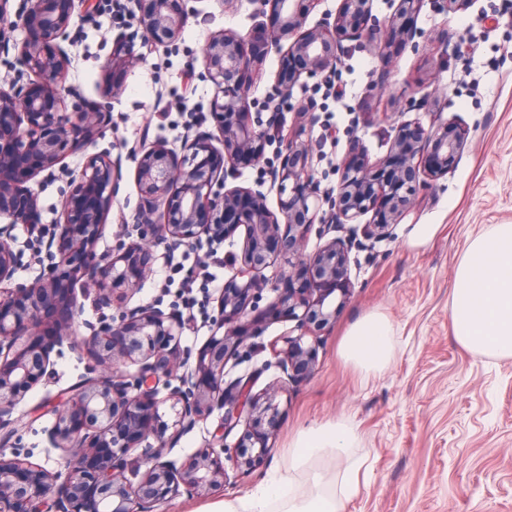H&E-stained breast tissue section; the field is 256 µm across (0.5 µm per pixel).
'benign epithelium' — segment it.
<instances>
[{"mask_svg": "<svg viewBox=\"0 0 512 512\" xmlns=\"http://www.w3.org/2000/svg\"><path fill=\"white\" fill-rule=\"evenodd\" d=\"M0 0V60L13 71L0 85V512H164L180 490L206 497L228 478L250 476L271 453L277 431L276 388L253 392V378L224 380L232 357L250 354L272 320L293 323L270 341L283 373L281 387L309 378L317 363V340L336 320L350 297L348 253L357 233L367 240L390 234L418 200L421 188L448 174L465 146L461 124L448 121L426 129L418 122L399 127L387 155L375 162L348 160L338 169L336 189L320 190L311 170L312 147L303 130H285L283 105L313 124L318 104H292L303 79L327 80L341 62L342 42L353 40L390 57L391 43L419 47L413 19L424 0H390L392 12L380 19L373 0H339L335 15L309 27L320 0H253L258 24L246 34L221 31L200 51V67L189 74L215 86L210 115L215 129H190L180 149L162 142L131 146L127 153H91L112 125L111 100L123 90L122 77L147 61L159 45H177L198 15L190 0H135L136 26L126 25L113 40L101 99L89 103L64 84L74 46L76 4L89 15L87 0ZM20 31L23 37L15 38ZM278 69L268 95V119L252 116V75L270 53ZM279 126L277 165L269 170L277 187L272 210L264 183L232 186L244 161L265 159L266 130ZM85 154L80 173L66 159ZM135 163L139 202L132 217L135 238L99 253L112 203L119 192L123 158ZM63 183L61 213L41 221L33 184ZM371 215L362 229L329 239L306 253L308 237L323 238L337 228ZM24 224L31 259L39 266L33 281L15 274L22 254L12 231ZM244 229L233 274L216 300L215 333L191 353L179 339L189 319L157 306L130 307L153 261L154 248L220 244ZM281 262V286L274 300L259 306L268 281L264 271ZM94 295L115 310L81 338L75 322L82 299ZM79 348L88 375L56 411L46 431L48 447L66 454L64 468L49 470L30 453L3 447L17 435L16 406L35 386L47 382L52 355ZM136 366L130 372L129 366ZM170 403L172 423L159 419ZM220 421L205 448L181 466L165 459L181 436L214 412ZM244 432L233 443L239 425ZM159 440L154 446L149 438ZM138 478L133 483L126 474Z\"/></svg>", "mask_w": 512, "mask_h": 512, "instance_id": "7a95c632", "label": "benign epithelium"}]
</instances>
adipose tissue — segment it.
<instances>
[{
	"instance_id": "ef3b65f1",
	"label": "adipose tissue",
	"mask_w": 512,
	"mask_h": 512,
	"mask_svg": "<svg viewBox=\"0 0 512 512\" xmlns=\"http://www.w3.org/2000/svg\"><path fill=\"white\" fill-rule=\"evenodd\" d=\"M451 322L456 341L476 354L512 356V224L492 225L469 244L455 273ZM393 329L371 314L343 337V358L366 374L389 364ZM353 429L329 423L302 433L290 451L288 472L250 496L224 504L223 512H342L358 491L350 476L331 484L315 470L327 456L341 460L355 446Z\"/></svg>"
}]
</instances>
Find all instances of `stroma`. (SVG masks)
<instances>
[{"label": "stroma", "instance_id": "obj_1", "mask_svg": "<svg viewBox=\"0 0 512 512\" xmlns=\"http://www.w3.org/2000/svg\"><path fill=\"white\" fill-rule=\"evenodd\" d=\"M198 16L173 47H158L129 71L113 99L112 127L99 148L123 153L142 138L180 146L188 128H212L215 88L184 72L206 38L224 29L247 32L251 0L223 8L195 0ZM101 7L76 18L68 82L89 99L99 97L112 39L122 23ZM415 24L418 48L394 42L389 59L345 42L335 80L347 85L343 105L312 84L296 85L294 100L315 99L319 120L306 126L312 166L321 188L335 187L339 161L358 138L370 160L383 158L400 127L449 120L462 124L467 144L458 164L421 191L390 237L358 239L348 258L352 294L322 336L314 375L276 398L279 428L268 460L247 478L199 498L180 492L164 512H217L222 503L252 494L270 477L287 473L297 436L345 420L356 434L353 456L362 463L359 490L344 512H512V357L479 356L454 338L450 318L455 272L470 242L493 224H512V0H470L466 9L441 12L424 0ZM386 93L371 95L373 85ZM419 109L405 111L407 101ZM120 191L97 250L105 252L131 227L138 202L134 164L124 161ZM167 245L154 249L151 270L131 305L183 312L179 286L165 287ZM376 313L391 324L395 350L379 375L365 376L346 362L340 343L362 317ZM270 349L227 365L230 377L253 375L254 392L274 385L281 372ZM81 351L56 358L47 383L17 405L18 437L32 462L59 469L61 450L47 447L55 411L86 373Z\"/></svg>", "mask_w": 512, "mask_h": 512}]
</instances>
